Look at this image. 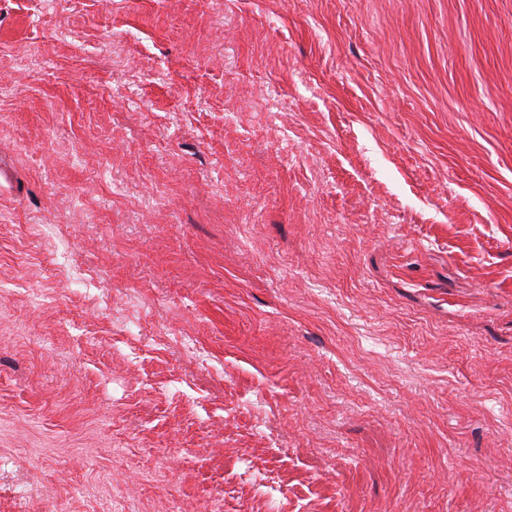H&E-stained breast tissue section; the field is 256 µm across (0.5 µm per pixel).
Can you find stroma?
<instances>
[{"mask_svg": "<svg viewBox=\"0 0 512 512\" xmlns=\"http://www.w3.org/2000/svg\"><path fill=\"white\" fill-rule=\"evenodd\" d=\"M512 512V0H0V512Z\"/></svg>", "mask_w": 512, "mask_h": 512, "instance_id": "obj_1", "label": "stroma"}]
</instances>
